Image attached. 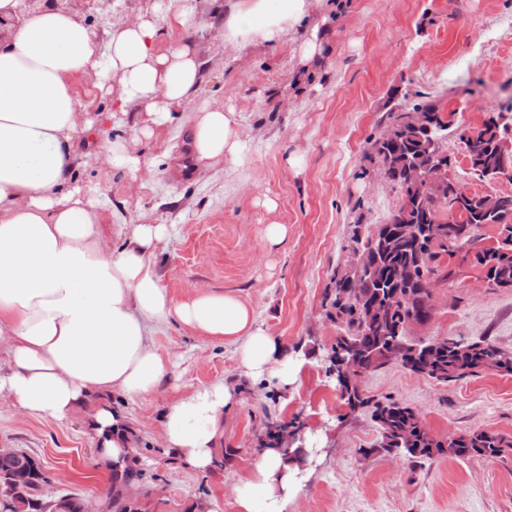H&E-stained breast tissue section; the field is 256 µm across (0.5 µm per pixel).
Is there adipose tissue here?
<instances>
[{"label": "adipose tissue", "mask_w": 512, "mask_h": 512, "mask_svg": "<svg viewBox=\"0 0 512 512\" xmlns=\"http://www.w3.org/2000/svg\"><path fill=\"white\" fill-rule=\"evenodd\" d=\"M318 0H224V41L236 48L296 45V84L322 65L326 33L310 25ZM0 397L22 414L67 419L86 407L95 433L123 428L107 401L118 390L152 393L168 363L151 337L176 317L201 336L236 345L248 377L288 385V365L277 342L260 328L252 309L230 293L201 291L175 300L154 263L164 224L135 225L113 248L104 200L79 184L73 143L94 140V158L130 178L150 169L146 155L110 139L109 129L130 126L152 139L174 112L197 97L203 62L187 44L160 49L163 26L192 29L189 0H157L129 23L97 35L79 13L50 0H0ZM92 81L102 94L113 82L121 93L106 112L78 102L75 86ZM140 105L133 124L124 117ZM237 112H198L189 142L195 167L221 161L236 167L242 154ZM236 387L218 383L173 402L162 418V437L180 462L199 471L214 466L224 411ZM317 460L263 450L248 482L236 490L239 512H288Z\"/></svg>", "instance_id": "adipose-tissue-1"}]
</instances>
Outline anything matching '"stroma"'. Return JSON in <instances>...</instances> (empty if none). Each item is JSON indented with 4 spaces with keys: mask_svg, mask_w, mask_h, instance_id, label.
<instances>
[{
    "mask_svg": "<svg viewBox=\"0 0 512 512\" xmlns=\"http://www.w3.org/2000/svg\"><path fill=\"white\" fill-rule=\"evenodd\" d=\"M223 14L222 0H195L198 32L173 35L205 62L195 101L152 140L117 131L130 151L157 161L143 172L141 189L130 187L125 171L90 160L86 140L74 143L87 159L78 177L107 199L112 223L126 233L135 224L171 226L155 262L175 299L200 290L235 294L280 346L294 378L285 388L248 378L234 345L196 335L174 318L160 324L152 342L169 371L158 388L110 398L139 440L146 486L162 493L147 499V512H237L234 488L249 479L272 420L294 425L302 446L320 455L289 512H512V453L415 467L375 453L374 422L350 411L329 372L337 332L323 304L337 266L349 258L355 223H384L398 205L397 192L375 181L364 157L368 138L384 129L387 101L432 97L455 129L477 128L500 110L512 125V0H349L326 35L322 67L302 88L292 80L290 46L225 45ZM227 107L241 118V165L230 171L217 163L178 178L199 110ZM443 150L450 178L469 191L512 194V182L472 174L455 131ZM271 224L287 230L280 243L265 237ZM449 269L430 319L413 328L412 339L485 340L512 354V289L483 287L479 269L457 258ZM217 382L240 390L224 412L222 440L238 454L204 475L165 447L161 421L171 403ZM363 390L413 407L438 435L488 429L512 437V376L482 371L440 383L388 365L365 377ZM0 450L39 458L52 494L107 498L110 475L98 468V440L82 412L47 421L0 403Z\"/></svg>",
    "mask_w": 512,
    "mask_h": 512,
    "instance_id": "1",
    "label": "stroma"
}]
</instances>
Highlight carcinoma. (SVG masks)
Masks as SVG:
<instances>
[{
	"label": "carcinoma",
	"mask_w": 512,
	"mask_h": 512,
	"mask_svg": "<svg viewBox=\"0 0 512 512\" xmlns=\"http://www.w3.org/2000/svg\"><path fill=\"white\" fill-rule=\"evenodd\" d=\"M418 111L419 122L406 121L409 111ZM387 128L371 143L366 159L386 166V173L398 190L400 200L387 222L375 224L366 232L353 231L350 254L353 258L336 268L333 288L326 304V315L336 322V342L331 353L350 354L360 358L364 375L384 367L383 352L375 351L383 337L392 336L395 329L427 318L431 311V297L427 278H445L441 266V253L452 257L461 254V262L471 261L483 276L499 288H512V195H499L496 208L485 211L480 196L474 195L465 205L466 216L459 223H448V207L454 190L445 186L444 202L434 201L421 192L417 176L448 163L439 158L442 146L435 144L426 134L425 126L438 128L444 123L440 107L424 98L404 108H391ZM509 127L503 123L501 113L489 112L479 128H463L459 139L464 143L471 169L478 177L490 179L504 163L512 165V156L503 159L501 142L508 137ZM420 222L433 226L441 236L425 238L418 243L404 240L398 233L401 224ZM486 224H497L500 231L495 244L486 246L479 230ZM364 258L375 265V273L358 270L355 258ZM399 266L410 270L407 282L398 285L392 272ZM398 288L404 295L401 303L385 307L388 291ZM410 348L428 351L425 364L430 370L424 377L437 382L462 379L478 370H491L512 375V354H507L487 341L465 342L453 338H433L420 343H409ZM353 412L368 410L380 433L374 451L399 455L412 465L424 459L456 456L498 457L512 449V439L490 430H475L455 436L435 435L425 427L414 410L396 400L383 401L366 395L345 398ZM285 426L267 425L266 448H278L290 454V448L280 445V431ZM36 458L17 450L0 451V479L17 467H31ZM137 476L132 466L111 464L110 483L112 512H145V506L129 503L123 495L126 483ZM37 489L27 493V499L17 504L0 502V512H41Z\"/></svg>",
	"instance_id": "1"
}]
</instances>
